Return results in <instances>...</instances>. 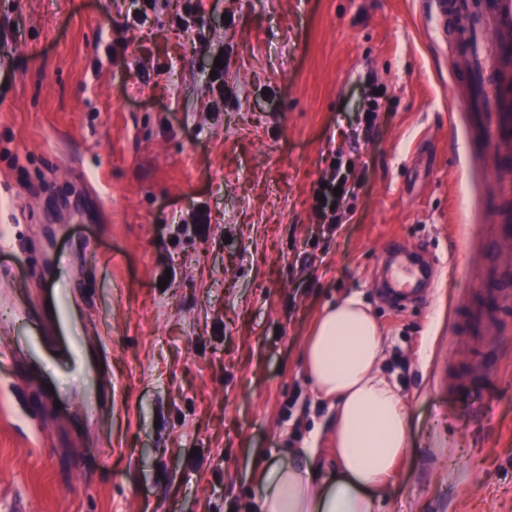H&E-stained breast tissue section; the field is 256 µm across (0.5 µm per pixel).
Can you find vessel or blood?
I'll use <instances>...</instances> for the list:
<instances>
[{"label":"vessel or blood","instance_id":"1","mask_svg":"<svg viewBox=\"0 0 512 512\" xmlns=\"http://www.w3.org/2000/svg\"><path fill=\"white\" fill-rule=\"evenodd\" d=\"M440 28L463 26V45L449 50L453 72L466 79V111L474 113L493 169L512 168V0H431ZM428 282L426 266L397 259L388 270L394 298L416 295ZM65 346L79 353L81 338L72 336L68 298L56 295L51 327L40 328L29 342V366L39 368L44 347Z\"/></svg>","mask_w":512,"mask_h":512}]
</instances>
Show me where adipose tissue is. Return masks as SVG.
<instances>
[{
	"mask_svg": "<svg viewBox=\"0 0 512 512\" xmlns=\"http://www.w3.org/2000/svg\"><path fill=\"white\" fill-rule=\"evenodd\" d=\"M384 342L370 312L350 297L326 308L303 347L318 396L332 400L334 447L258 459L249 512H378L386 478L404 457L409 417L396 380L382 371Z\"/></svg>",
	"mask_w": 512,
	"mask_h": 512,
	"instance_id": "adipose-tissue-1",
	"label": "adipose tissue"
}]
</instances>
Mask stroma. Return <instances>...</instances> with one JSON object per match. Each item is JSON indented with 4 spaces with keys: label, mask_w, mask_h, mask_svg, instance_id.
Here are the masks:
<instances>
[{
    "label": "stroma",
    "mask_w": 512,
    "mask_h": 512,
    "mask_svg": "<svg viewBox=\"0 0 512 512\" xmlns=\"http://www.w3.org/2000/svg\"><path fill=\"white\" fill-rule=\"evenodd\" d=\"M375 88V128L346 140ZM466 126L428 0H0V277L22 311L70 289L90 329L26 378L33 325L0 324V512L18 495L35 512H245L253 449L331 452L300 354L352 295L410 416L380 512H512V291L491 334L456 322L512 252V170ZM336 147L365 172L338 228L314 210ZM193 207L208 223H185ZM394 241L439 256L425 302L383 298ZM93 372L88 417L66 392Z\"/></svg>",
    "instance_id": "35a3bbf8"
}]
</instances>
